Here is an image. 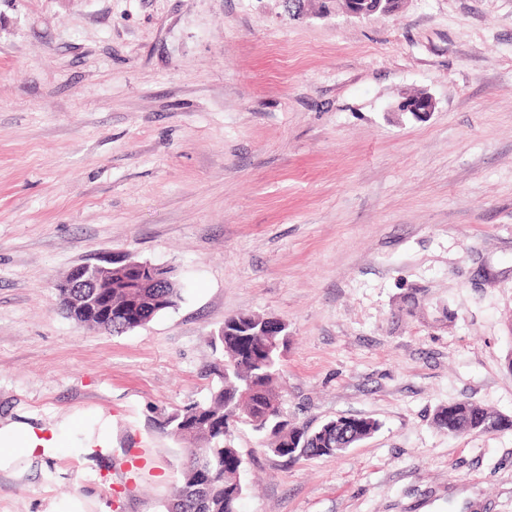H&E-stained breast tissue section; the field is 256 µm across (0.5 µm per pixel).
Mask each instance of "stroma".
<instances>
[{"label":"stroma","mask_w":512,"mask_h":512,"mask_svg":"<svg viewBox=\"0 0 512 512\" xmlns=\"http://www.w3.org/2000/svg\"><path fill=\"white\" fill-rule=\"evenodd\" d=\"M321 3L0 0V425L80 416L114 448L63 435L0 471V512H164L189 446L164 422L244 312L288 324L291 423L381 428L296 462L234 429L240 512H512V430L433 424L512 417V0ZM115 253L174 267L179 306L119 336L62 313L55 282ZM433 423L448 436H458L462 432L504 431L512 428V419L493 414L468 401H458L438 408Z\"/></svg>","instance_id":"obj_1"}]
</instances>
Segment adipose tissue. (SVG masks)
Masks as SVG:
<instances>
[{
  "mask_svg": "<svg viewBox=\"0 0 512 512\" xmlns=\"http://www.w3.org/2000/svg\"><path fill=\"white\" fill-rule=\"evenodd\" d=\"M79 421H71L67 429H46L27 423H11L0 427V470L15 468L19 463L34 467L46 459L57 457L65 430L79 431Z\"/></svg>",
  "mask_w": 512,
  "mask_h": 512,
  "instance_id": "1",
  "label": "adipose tissue"
}]
</instances>
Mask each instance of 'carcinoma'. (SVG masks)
<instances>
[{
	"label": "carcinoma",
	"instance_id": "carcinoma-1",
	"mask_svg": "<svg viewBox=\"0 0 512 512\" xmlns=\"http://www.w3.org/2000/svg\"><path fill=\"white\" fill-rule=\"evenodd\" d=\"M121 264H112V300L139 299L151 304V316L172 309L183 299V288L175 276L156 288L120 287ZM235 315L224 321L222 329L211 338L221 358L214 363L209 396L173 414L167 420L168 434L189 437L197 446L187 449V461L181 471L176 493L165 505L166 512H239L245 491L242 480L243 456L230 438V430L240 425L275 439L271 452L289 462L337 455L351 445L375 433L380 424L370 417L349 418V436L336 434V420L316 429L304 430L300 441L288 426L274 428L276 418L266 417L280 408L277 392L280 359L278 351L268 348L266 340L256 335L264 316L252 315V323H237ZM90 329L122 334L133 326L115 315L111 320L88 325ZM433 423L450 436L462 432L504 431L512 428V419L493 414L471 402L458 401L436 410Z\"/></svg>",
	"mask_w": 512,
	"mask_h": 512
}]
</instances>
